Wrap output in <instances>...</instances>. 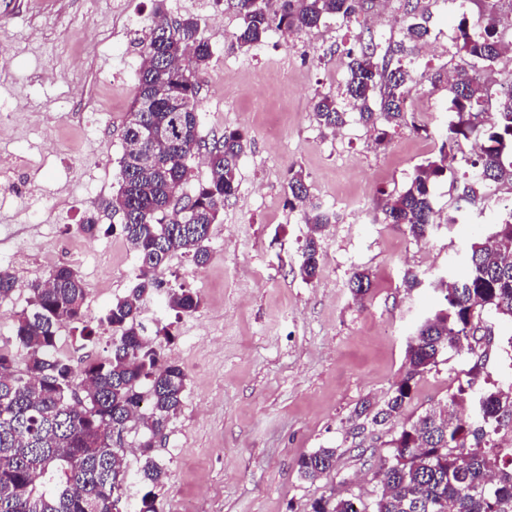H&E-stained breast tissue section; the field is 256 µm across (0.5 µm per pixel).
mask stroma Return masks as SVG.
<instances>
[{
	"mask_svg": "<svg viewBox=\"0 0 512 512\" xmlns=\"http://www.w3.org/2000/svg\"><path fill=\"white\" fill-rule=\"evenodd\" d=\"M154 8L155 0H0V113L12 115L0 125V159L17 164L13 176H0V265L16 277L12 296L0 299V338L9 337L29 285L67 254L84 280L95 330L85 340L60 328L57 343L77 366L109 354L112 330L103 318L136 284L139 263L120 233L96 236L82 253L75 228L91 214L104 225L120 221L110 203ZM164 8L173 18L193 17L212 50L198 76L202 137L238 130L251 148L211 227L208 263L195 266L180 253L168 261L179 284L199 291L200 306L179 314L153 297L141 309L146 326L168 324L172 337L160 340V357L188 375L181 411L153 450L166 468L157 512H182L188 500L198 512H312L319 497L373 491L391 430L445 404L471 375L501 390L512 385V321L491 315L484 365L464 350L445 353L415 381L390 429L346 432L355 408L382 403L402 379L408 340L438 306L440 282L491 233L508 190L486 188L483 213L448 225L456 184L468 172L458 164L431 188L439 224L427 239L385 221L383 192L403 190L415 168L439 154L450 119L446 73L457 63L451 50L427 55L415 47L401 58L424 76L413 92L429 115L422 132L399 129L379 144L353 112L333 133L318 126L312 103L340 94L348 50L371 39L381 56L401 41L408 16L440 33L460 13L448 0H393L375 29L361 14L334 17L296 42L274 30L244 49L235 39L242 20L224 0H166ZM292 167L334 214L311 281L299 273L308 227L288 206ZM357 271L372 282L362 297L348 287ZM408 271L418 287H405ZM325 447L338 451L335 468L313 483L300 479V458Z\"/></svg>",
	"mask_w": 512,
	"mask_h": 512,
	"instance_id": "35a3bbf8",
	"label": "stroma"
}]
</instances>
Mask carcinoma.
I'll list each match as a JSON object with an SVG mask.
<instances>
[{
	"label": "carcinoma",
	"instance_id": "cac0c4a2",
	"mask_svg": "<svg viewBox=\"0 0 512 512\" xmlns=\"http://www.w3.org/2000/svg\"><path fill=\"white\" fill-rule=\"evenodd\" d=\"M242 17L235 33L242 47L262 42L280 28L306 32L329 16L351 18L364 10L367 0H281L280 11L270 14L261 0H227ZM484 20L458 28L454 82L448 86L452 119L440 156L420 165L408 187L387 196L383 213L416 240L435 226L431 185L456 162L454 147L472 136L481 138L479 151L462 160L476 170L463 182L459 200L474 210L485 201L481 188L488 182L512 186V92L494 95L483 72L501 55L503 39L512 22L500 16L497 0H484ZM428 35L426 25L409 22L403 39L391 55L374 60L367 47L347 52L349 79L343 95H318L312 109L317 123L336 130L346 123L347 110L360 118L384 143L388 130L414 126L406 98L418 84L411 72L394 61ZM146 59L133 108L143 123L165 115L163 107L142 112L143 100L160 85L188 99L191 111L173 112L165 143L155 148L149 168L137 164L136 135L124 126L125 152L120 160V188L112 210L121 214V234L139 260L141 275L131 293L112 303L104 322L112 327L111 354L76 369L57 352L59 326L68 324L84 338L94 334L85 319L86 290L79 273L62 265L44 281L29 286L27 307L16 317L10 338L15 350L0 348V512H131L126 489V451L112 443V433L134 430L140 453L137 474L146 492L137 512H156L155 489L164 483L166 469L152 455L149 438L168 427L181 411L187 374L175 363L160 361L157 338L170 336L167 326L155 323L147 335L141 319L142 303L165 292L168 308L191 313L200 295L182 286H166L169 257L182 253L198 266L209 260L206 241L210 228L237 188L239 161L249 140L229 130L208 143L186 137L187 128H200L197 112V75L212 57L210 45L198 37L195 25L177 27L156 11L143 43ZM377 97L379 109L368 101ZM206 150L209 175L175 209L171 185L188 180L189 165L198 147ZM291 209H300L309 235L299 267L310 281L320 271L319 237L329 224L328 214L310 203L309 187L300 171L289 169ZM484 240L471 245L464 276L447 285L443 302L418 326L407 345L404 377L383 404L372 410L368 402L354 411L350 429L371 417L384 426L403 410L411 396V382L428 372L444 353L467 345L479 368L487 357L491 327L481 321L490 313L512 320V208ZM15 276L0 266V298L15 290ZM348 286L355 296L365 295L367 274L354 273ZM472 378L437 410L419 415L387 441L389 453L374 480L379 491L370 503L363 493L348 498L320 497L313 512H512V446L500 443V434L512 432V392L475 394ZM337 449L317 448L298 462L301 479L315 482L336 464Z\"/></svg>",
	"mask_w": 512,
	"mask_h": 512
}]
</instances>
